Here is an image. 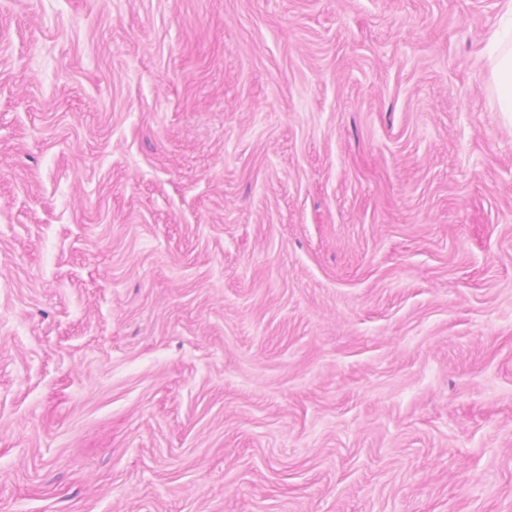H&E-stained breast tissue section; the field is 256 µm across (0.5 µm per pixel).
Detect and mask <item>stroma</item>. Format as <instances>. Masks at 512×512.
<instances>
[{
    "instance_id": "1",
    "label": "stroma",
    "mask_w": 512,
    "mask_h": 512,
    "mask_svg": "<svg viewBox=\"0 0 512 512\" xmlns=\"http://www.w3.org/2000/svg\"><path fill=\"white\" fill-rule=\"evenodd\" d=\"M507 0H0V512H512ZM498 43V53L490 59L493 90L499 112L512 117V47L506 34L495 32L492 37ZM507 41V46L503 45Z\"/></svg>"
}]
</instances>
